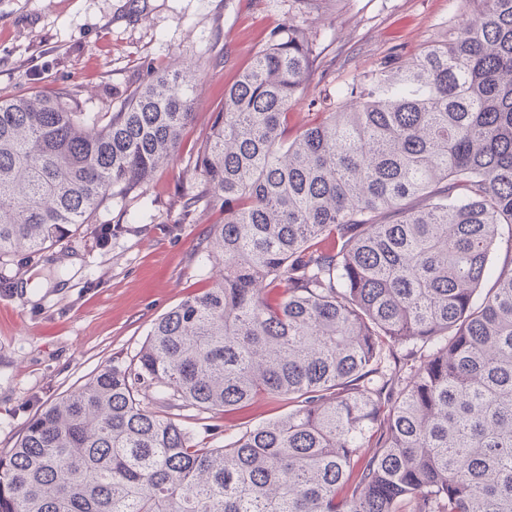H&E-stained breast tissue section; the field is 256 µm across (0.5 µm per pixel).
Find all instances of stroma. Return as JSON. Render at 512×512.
Returning a JSON list of instances; mask_svg holds the SVG:
<instances>
[{
	"instance_id": "obj_1",
	"label": "stroma",
	"mask_w": 512,
	"mask_h": 512,
	"mask_svg": "<svg viewBox=\"0 0 512 512\" xmlns=\"http://www.w3.org/2000/svg\"><path fill=\"white\" fill-rule=\"evenodd\" d=\"M463 19L460 0H0L1 98L69 90L84 111L114 112L155 75L201 64L194 116L169 167L45 251L0 258V452L63 394L133 364L158 318L212 286L198 244L224 214L203 202L188 212L183 201L196 190L194 160L225 89L275 30L307 29L315 51L288 111L293 135L384 63L446 39ZM103 224L112 229L105 241ZM52 258L80 267L47 268ZM37 278L45 286L24 293L23 282ZM287 411L260 400L183 415L197 438L220 446Z\"/></svg>"
}]
</instances>
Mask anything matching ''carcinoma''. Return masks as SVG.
<instances>
[{"instance_id":"cac0c4a2","label":"carcinoma","mask_w":512,"mask_h":512,"mask_svg":"<svg viewBox=\"0 0 512 512\" xmlns=\"http://www.w3.org/2000/svg\"><path fill=\"white\" fill-rule=\"evenodd\" d=\"M389 63L288 136L313 66L273 34L224 93L194 171L224 210L218 269L0 454V512H512V0ZM195 79L165 72L116 112L0 99V257L93 223L175 158ZM402 348L405 354L397 355ZM286 415L210 446L141 395ZM372 449L364 457L365 449Z\"/></svg>"}]
</instances>
